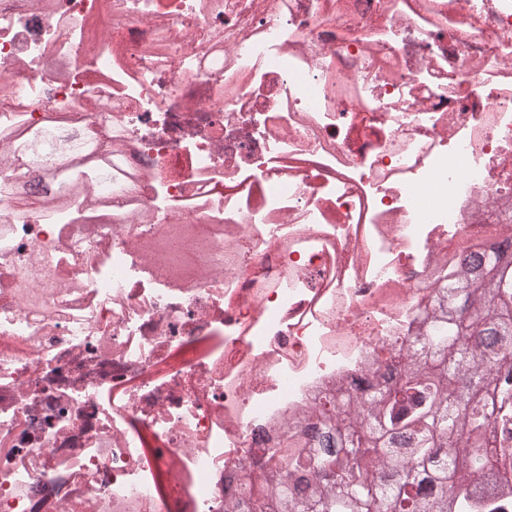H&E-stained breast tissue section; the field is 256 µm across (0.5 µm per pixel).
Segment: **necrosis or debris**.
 I'll list each match as a JSON object with an SVG mask.
<instances>
[{
	"label": "necrosis or debris",
	"mask_w": 512,
	"mask_h": 512,
	"mask_svg": "<svg viewBox=\"0 0 512 512\" xmlns=\"http://www.w3.org/2000/svg\"><path fill=\"white\" fill-rule=\"evenodd\" d=\"M0 87V128L81 113L140 175L57 208L0 153V512H224L512 196V0H0ZM171 224L222 262L164 274Z\"/></svg>",
	"instance_id": "1"
}]
</instances>
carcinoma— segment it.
Listing matches in <instances>:
<instances>
[{
  "label": "carcinoma",
  "mask_w": 512,
  "mask_h": 512,
  "mask_svg": "<svg viewBox=\"0 0 512 512\" xmlns=\"http://www.w3.org/2000/svg\"><path fill=\"white\" fill-rule=\"evenodd\" d=\"M36 132L6 143L43 171ZM112 154L76 172L57 170L63 198L112 175ZM485 255L496 268L493 295L474 285L469 257L436 278L420 348L405 365L368 364L343 403L301 411L274 488L282 512H496L500 473L512 469V222ZM231 496L224 512H248Z\"/></svg>",
  "instance_id": "cac0c4a2"
}]
</instances>
